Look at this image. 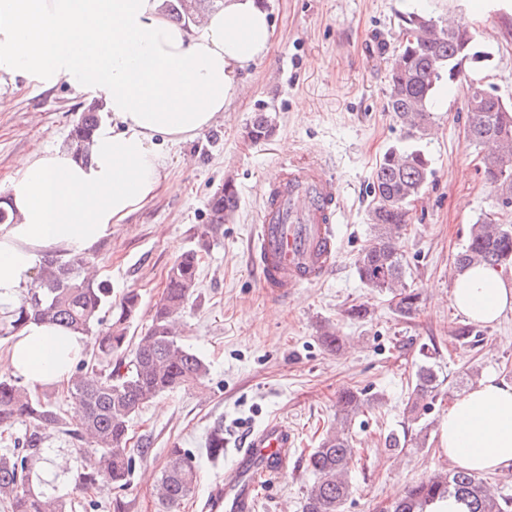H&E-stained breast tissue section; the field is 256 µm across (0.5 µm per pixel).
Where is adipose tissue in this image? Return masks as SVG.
I'll use <instances>...</instances> for the list:
<instances>
[{"instance_id":"adipose-tissue-1","label":"adipose tissue","mask_w":512,"mask_h":512,"mask_svg":"<svg viewBox=\"0 0 512 512\" xmlns=\"http://www.w3.org/2000/svg\"><path fill=\"white\" fill-rule=\"evenodd\" d=\"M273 27L262 0H224L204 20L172 22L164 0H0V82L44 89L67 82L108 118L75 159L57 146L23 157L7 193L19 219L0 225V306L15 305L38 256L93 251L157 195L161 144L193 139L240 92L239 75L263 59ZM454 308L490 324L512 312V279L482 265L461 269ZM84 337L31 322L6 358L29 385L64 383ZM448 458L479 474L512 466V384L488 375L444 417Z\"/></svg>"}]
</instances>
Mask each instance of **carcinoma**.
<instances>
[{"instance_id":"obj_1","label":"carcinoma","mask_w":512,"mask_h":512,"mask_svg":"<svg viewBox=\"0 0 512 512\" xmlns=\"http://www.w3.org/2000/svg\"><path fill=\"white\" fill-rule=\"evenodd\" d=\"M222 0H166L169 17L189 22L198 14L220 7ZM490 58L472 27L459 21L443 24L425 12H413L405 28L388 75V107L393 118L417 138L428 134L434 122V94L441 85L462 83L468 66ZM468 135L480 146L496 149L481 158L483 175L495 190L496 200L512 204V104L492 92L484 96L466 87ZM96 106L82 112L68 134L67 145L86 155L97 128ZM275 117L268 111L254 115L245 137L260 142L272 136ZM433 175L431 160L417 146L390 147L372 176L374 234L356 260L363 287L398 300L395 313L412 318L420 307V294L409 284L408 265L399 250L408 207ZM209 224L200 240L207 242L214 225L230 220L239 207L234 183L227 181L209 200ZM199 252L190 249L169 267L165 288L151 310L145 336L133 344L131 328L141 299L127 292L112 303V289L86 274L95 255L44 256L36 264L34 281L11 309L0 308V339L15 338L30 321H47L86 338L90 359H80L68 382L69 398L82 418L68 431L83 464L75 477L76 489L88 497L112 492L130 483L135 455L130 422L154 397L175 388L196 386L209 375L205 359L184 343L179 317L197 288ZM454 262L457 267L485 265L492 269L512 264V224L488 216L473 224L467 245ZM443 381L435 365L417 366L407 402L410 421L418 423L421 403L437 395ZM342 419L358 412L368 400L345 389L338 396ZM24 432L13 433L15 426ZM64 427L63 417L50 400L33 395L10 375L0 377V439L13 451L0 455V503L10 512H66V502L37 491L30 474L35 464L48 459L54 433ZM207 450L213 459L224 456V424L210 430ZM356 452L343 429L326 433L311 450L306 468L314 481L307 490L302 512H342L351 494V466ZM197 468L191 452L170 448L155 484L158 500L167 509L180 508L195 487ZM455 496L466 512H512V497L501 494L479 475L451 468L408 484L387 512H436V505Z\"/></svg>"}]
</instances>
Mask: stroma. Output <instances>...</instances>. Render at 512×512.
Segmentation results:
<instances>
[{
	"instance_id": "35a3bbf8",
	"label": "stroma",
	"mask_w": 512,
	"mask_h": 512,
	"mask_svg": "<svg viewBox=\"0 0 512 512\" xmlns=\"http://www.w3.org/2000/svg\"><path fill=\"white\" fill-rule=\"evenodd\" d=\"M266 7L274 24L269 52L243 73L242 91L221 123L165 146L166 189L95 250L113 300L130 290L141 296L131 329L136 337L149 327L150 309L179 251L200 250L198 285L181 323L185 343L206 358L209 375L200 387L175 389L143 407L131 433L145 452L135 459L129 485L99 495L98 506L76 492L82 462L69 437L55 435L58 462L42 464L33 482L66 498L71 512H165L152 484L174 446L188 449L199 471L180 512H207L213 489L232 469L230 459L208 456L210 429L223 423L224 440L233 445L273 417L294 431L296 444L287 470L256 489V512H302L313 482L305 458L335 425L337 396L345 388L362 391L371 403L348 418L361 460L343 512H385L406 484L448 469L442 419L454 400L490 374L512 384V312L475 324L467 341L454 335L467 323L449 302L454 258L472 225L497 208L480 171L483 150L467 135L462 88L449 89L447 110L436 113L433 134L420 143L434 173L410 205L401 238L421 297L418 314L398 318L389 297L368 294L356 272L373 236V171L388 147L417 144L388 108L387 77L403 16L418 10L469 21L491 57L468 73L510 103L512 0H266ZM88 105L65 82L51 90L0 83V184H7L19 158L64 144ZM261 110L272 112L276 130L254 143L243 132ZM304 155L321 157L342 190L336 266L322 284L278 303L259 286L248 240L268 177L282 161ZM228 180L238 189L240 208L201 243L207 203ZM359 304L367 317L347 319V309ZM329 330L342 338L339 350L324 345ZM427 358L445 382L420 411L428 432L419 446L406 404L416 367ZM392 433L405 437L402 450H388Z\"/></svg>"
}]
</instances>
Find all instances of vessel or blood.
<instances>
[{"label":"vessel or blood","mask_w":512,"mask_h":512,"mask_svg":"<svg viewBox=\"0 0 512 512\" xmlns=\"http://www.w3.org/2000/svg\"><path fill=\"white\" fill-rule=\"evenodd\" d=\"M342 200L336 178L316 157L281 162L268 178L251 242L253 266L268 297L291 298L330 274ZM291 441L287 425L275 418L248 434L233 475L218 485L208 503L210 512H254L256 483L282 466Z\"/></svg>","instance_id":"obj_1"}]
</instances>
